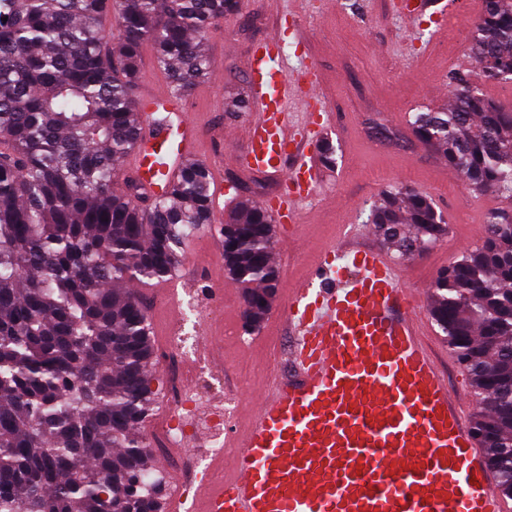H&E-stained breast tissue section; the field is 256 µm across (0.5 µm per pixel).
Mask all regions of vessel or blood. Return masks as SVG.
<instances>
[{"instance_id":"obj_1","label":"vessel or blood","mask_w":512,"mask_h":512,"mask_svg":"<svg viewBox=\"0 0 512 512\" xmlns=\"http://www.w3.org/2000/svg\"><path fill=\"white\" fill-rule=\"evenodd\" d=\"M280 46L273 33L246 61L252 112L236 162L284 178L272 213L296 224L323 179L317 137L336 115L313 79L268 71ZM138 110L147 136L124 167L160 195L180 161L212 150L167 88ZM314 264L322 281L292 285L280 315L286 370L271 373L245 429L177 481L169 512H512L403 267L353 233Z\"/></svg>"}]
</instances>
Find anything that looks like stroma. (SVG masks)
Segmentation results:
<instances>
[{
    "label": "stroma",
    "instance_id": "1",
    "mask_svg": "<svg viewBox=\"0 0 512 512\" xmlns=\"http://www.w3.org/2000/svg\"><path fill=\"white\" fill-rule=\"evenodd\" d=\"M395 2L242 0L238 14L208 33L205 49L221 82L216 87L200 84L187 104L189 111L204 113L208 141L226 143L222 152L225 181L235 183L240 194L256 202L267 198L278 184L275 177L236 165L235 154L243 150L244 143L230 144L226 138L231 128L247 121L248 115L227 111L226 105L248 93L243 61L271 33L279 10L293 12L308 42L307 51L288 54L289 70L313 68L326 105L336 114V125L329 134L336 148V163L325 168L313 199L303 205L300 223L274 227L272 259L280 279L273 305L259 330L246 332L241 290L228 279L223 282L225 303L214 313L212 330H205L203 320L195 318L193 302L184 291L193 285L188 275L191 259L208 252L202 237L190 240L186 260L173 277L144 288L154 362L146 434H158L173 407L164 366L183 362L168 336L161 333L163 323L156 308L165 293L179 297V321L187 336L198 341L212 335L215 355L223 365L222 371L206 368L198 374L203 397L198 413H208V398L222 397L232 404L231 427L238 428L266 385L269 350L287 345L275 322L293 279L306 273L316 253L344 233L366 232L371 244L383 245V238L370 234L366 222L383 190L405 184L425 192L434 199L448 226L447 234L432 248L402 263L406 285L414 289L423 314L431 312L438 272L482 235L484 215L496 206V198L470 190L462 176L430 148L414 142L408 126L412 113L447 107L449 70L473 68L467 46L481 0H429L413 24L398 12ZM442 14L452 19L444 34L438 33L435 25Z\"/></svg>",
    "mask_w": 512,
    "mask_h": 512
}]
</instances>
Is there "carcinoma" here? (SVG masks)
Instances as JSON below:
<instances>
[{"label": "carcinoma", "mask_w": 512, "mask_h": 512, "mask_svg": "<svg viewBox=\"0 0 512 512\" xmlns=\"http://www.w3.org/2000/svg\"><path fill=\"white\" fill-rule=\"evenodd\" d=\"M238 9L0 0V512H159L163 476L141 431L149 323L131 284L173 276L187 241L211 226L210 174L188 160L154 198L116 185L141 145L144 48L184 99L213 69L207 33ZM474 28V69L450 74L448 109L415 112L410 126L472 190L500 200L480 241L437 276L432 315L481 405L474 433L498 490L512 496V111L484 91L512 83V0H484ZM371 223L403 259L447 232L431 198L403 185ZM220 234L254 328L279 279L271 216L247 200Z\"/></svg>", "instance_id": "carcinoma-1"}]
</instances>
